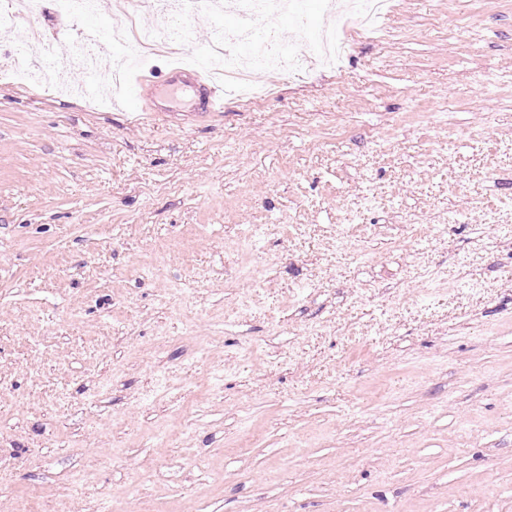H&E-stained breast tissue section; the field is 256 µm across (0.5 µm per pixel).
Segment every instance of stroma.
<instances>
[{"instance_id":"35a3bbf8","label":"stroma","mask_w":512,"mask_h":512,"mask_svg":"<svg viewBox=\"0 0 512 512\" xmlns=\"http://www.w3.org/2000/svg\"><path fill=\"white\" fill-rule=\"evenodd\" d=\"M124 21L35 23L75 84ZM351 40L210 114L0 79V512H512V0Z\"/></svg>"}]
</instances>
